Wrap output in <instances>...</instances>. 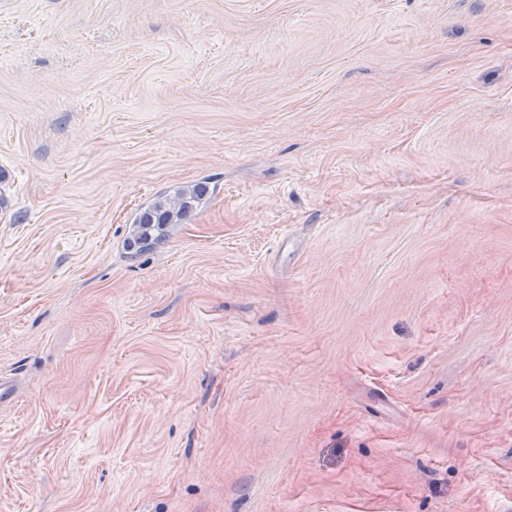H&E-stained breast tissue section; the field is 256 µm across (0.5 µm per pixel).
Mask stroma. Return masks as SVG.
Wrapping results in <instances>:
<instances>
[{
    "mask_svg": "<svg viewBox=\"0 0 512 512\" xmlns=\"http://www.w3.org/2000/svg\"><path fill=\"white\" fill-rule=\"evenodd\" d=\"M0 379V512H512V0H0ZM206 189L198 186L176 191L173 195H161L140 211L134 224H182L205 199Z\"/></svg>",
    "mask_w": 512,
    "mask_h": 512,
    "instance_id": "stroma-1",
    "label": "stroma"
}]
</instances>
